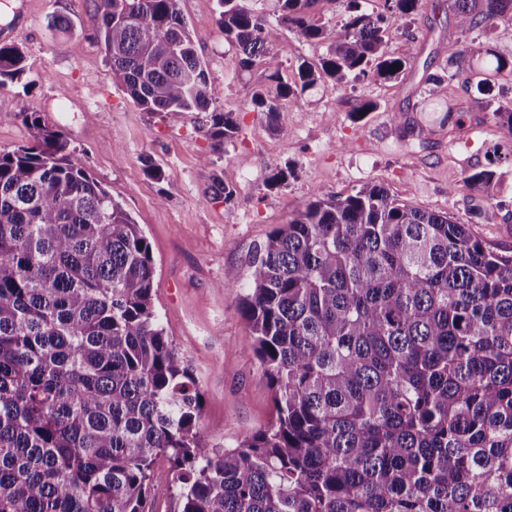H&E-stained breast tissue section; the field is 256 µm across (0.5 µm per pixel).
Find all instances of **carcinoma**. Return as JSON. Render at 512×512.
Returning a JSON list of instances; mask_svg holds the SVG:
<instances>
[{"label": "carcinoma", "mask_w": 512, "mask_h": 512, "mask_svg": "<svg viewBox=\"0 0 512 512\" xmlns=\"http://www.w3.org/2000/svg\"><path fill=\"white\" fill-rule=\"evenodd\" d=\"M224 38L279 100L327 78L399 77L385 46L423 0H349L340 25L318 0H275L279 19L327 44L298 80L282 72L246 0H218ZM459 26L512 21V0H455ZM100 44L145 112H205L208 73L178 0H96ZM492 56L448 44L449 79ZM398 69L391 70V67ZM25 72L0 45V79ZM476 90L512 132V102ZM31 140L0 154V512H150L165 459L179 512H512V254L468 225L401 203L377 184L318 198L257 248L240 312L273 391L277 420L232 450L199 433L202 392L155 306L140 227L83 167L66 135L34 113ZM210 137L238 132L210 115ZM493 170L465 178L488 189ZM211 190L228 201L229 177Z\"/></svg>", "instance_id": "cac0c4a2"}]
</instances>
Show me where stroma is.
Here are the masks:
<instances>
[{
    "label": "stroma",
    "instance_id": "35a3bbf8",
    "mask_svg": "<svg viewBox=\"0 0 512 512\" xmlns=\"http://www.w3.org/2000/svg\"><path fill=\"white\" fill-rule=\"evenodd\" d=\"M0 29L13 28L12 44L25 54L21 79L0 84V152L29 142L24 114L37 113L65 132L83 166L140 224L155 264L156 306L167 334L190 360L201 385L200 432L227 449L274 417L273 394L251 350L250 329L237 291L222 289L226 271L248 279L251 260L268 235L312 200L346 195L365 183L384 186L399 201L447 213L468 224L495 251H512V134L482 112L475 90L445 81L430 91L426 78L447 65L448 43L483 42L512 56V22L461 30L448 0H425L421 13L400 20L387 50L406 60L399 78L318 82L280 103L272 125L252 105L269 87L261 68H245L218 23V0H179L194 45L208 71L205 112H145L111 66L92 22L93 0H7ZM25 4L26 18L14 13ZM263 34L284 73L302 61L318 62L325 45L305 41L272 17L271 0H259ZM68 29L49 32L51 17ZM447 103L466 125L457 128L428 100ZM374 102V111L359 107ZM213 112L233 113L239 130L223 145L207 134ZM419 123L404 137L394 116ZM289 168L270 181V160ZM155 161L162 180L148 177ZM495 171L485 193L465 186L469 175ZM230 171V200L207 192L214 175Z\"/></svg>",
    "mask_w": 512,
    "mask_h": 512
}]
</instances>
